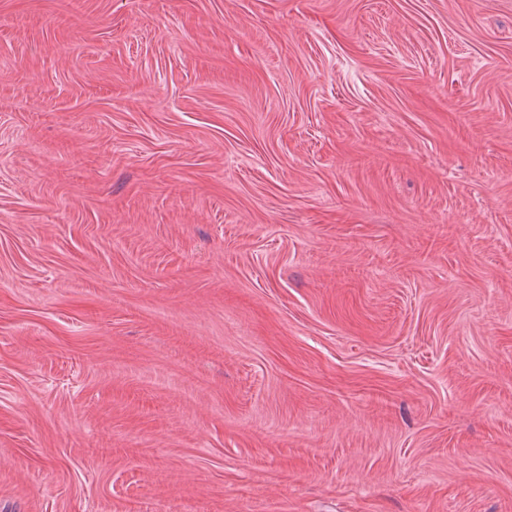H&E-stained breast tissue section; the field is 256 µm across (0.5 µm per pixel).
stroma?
<instances>
[{
    "mask_svg": "<svg viewBox=\"0 0 512 512\" xmlns=\"http://www.w3.org/2000/svg\"><path fill=\"white\" fill-rule=\"evenodd\" d=\"M0 512H512V0H0Z\"/></svg>",
    "mask_w": 512,
    "mask_h": 512,
    "instance_id": "stroma-1",
    "label": "stroma"
}]
</instances>
